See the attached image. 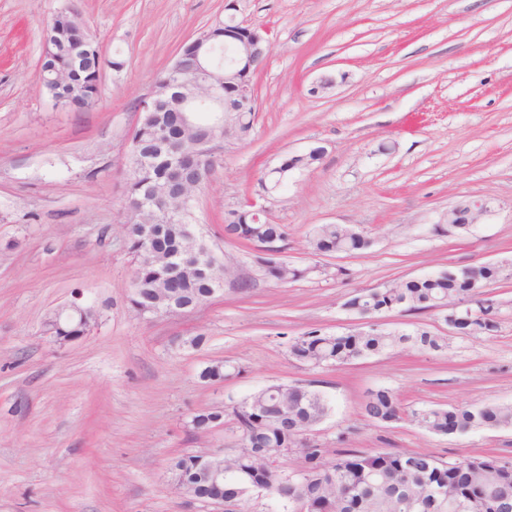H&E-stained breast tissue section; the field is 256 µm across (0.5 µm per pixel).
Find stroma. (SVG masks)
Returning <instances> with one entry per match:
<instances>
[{
    "instance_id": "stroma-1",
    "label": "stroma",
    "mask_w": 512,
    "mask_h": 512,
    "mask_svg": "<svg viewBox=\"0 0 512 512\" xmlns=\"http://www.w3.org/2000/svg\"><path fill=\"white\" fill-rule=\"evenodd\" d=\"M70 1L0 0V512H218L178 493L167 463L232 452L230 431L192 436L187 419L272 384L329 399L312 432L325 448L512 457V429L437 435L362 411L383 387L408 410L512 402V278L490 288L502 302L493 335L454 336L442 352L329 368L288 352L312 329L359 326L344 306L356 291L512 259V0H237V19L269 32L257 120L194 208L232 274L179 316L129 303L126 158L137 102L227 0H74L102 52L97 102L82 112L55 107L39 73L46 27ZM317 147L318 163L263 196L270 169ZM246 198L287 225L282 260L313 273L274 282L253 246L225 239V211ZM475 198L491 211L468 233L449 226V209ZM318 224L356 226L371 245L312 256ZM77 297L99 324L54 344L43 323ZM197 334L206 343L190 346ZM215 360L243 372L202 381Z\"/></svg>"
}]
</instances>
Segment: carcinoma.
<instances>
[{
    "label": "carcinoma",
    "mask_w": 512,
    "mask_h": 512,
    "mask_svg": "<svg viewBox=\"0 0 512 512\" xmlns=\"http://www.w3.org/2000/svg\"><path fill=\"white\" fill-rule=\"evenodd\" d=\"M56 30L71 28L72 38L84 35L80 23L65 12L53 20ZM97 70L76 67L75 76L56 86L55 97L62 109L82 112L94 106L98 92ZM254 112H238L235 124L239 138L250 135ZM199 131L178 136L172 109L152 112L139 123L130 145L129 175L125 190L127 212L126 244L137 264L129 301L136 310L145 305L164 308L176 305L190 311L213 298L222 287L202 274L163 278L157 274L160 256L177 253L186 244L188 264L207 248L202 239L184 242L194 218L187 214L171 222L165 214L169 195L177 189L168 183L165 160L182 156L186 167L196 164L195 144ZM321 154L294 156L283 168H307ZM224 223L234 227L238 239L257 247L256 263L264 275L277 282L307 277L313 267L286 266L278 254L288 241V227L271 224L252 212L244 201L224 212ZM313 256L356 253L369 246L361 231L350 225L320 224L309 235ZM512 276V262L485 263L401 281L391 288L372 289L349 298L344 306L363 317L377 318L395 310L432 312L443 317L448 327L456 318L470 320L467 335L487 334L499 314L501 302L481 296L475 287L493 285ZM409 345L421 350L442 351L448 337L425 329L389 331L384 328H357L345 335L312 329L297 337L289 348L295 360L312 367H335L387 353ZM227 364L216 361L206 366L200 378L217 382L230 376ZM330 405L318 390L297 385H271L231 407L213 408L191 417L190 435L210 429L214 421L231 417L232 430L250 443L231 455L204 453L169 459V481L187 497L203 501L221 492L238 500L251 489L264 484L275 500L291 504L305 498L313 512H491L494 504H512V459L506 457H467L443 461L434 456L411 452H385L376 455L345 450L334 455L312 443L302 444L303 432L313 430L328 414ZM364 412L374 421L393 424L404 419L405 410L389 388L368 393ZM412 420L439 435L465 434L477 430L512 428V403L482 406L423 407L410 412ZM300 449L302 466L292 472L268 468L257 456L262 447Z\"/></svg>",
    "instance_id": "cac0c4a2"
}]
</instances>
